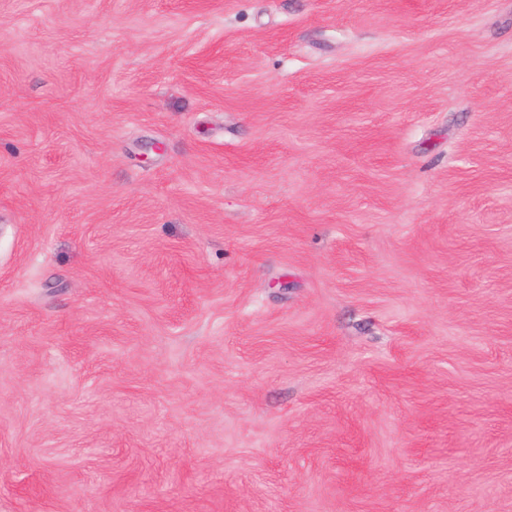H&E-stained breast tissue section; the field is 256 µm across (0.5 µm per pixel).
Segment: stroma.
I'll return each instance as SVG.
<instances>
[{
    "label": "stroma",
    "mask_w": 512,
    "mask_h": 512,
    "mask_svg": "<svg viewBox=\"0 0 512 512\" xmlns=\"http://www.w3.org/2000/svg\"><path fill=\"white\" fill-rule=\"evenodd\" d=\"M0 512H512V0H0Z\"/></svg>",
    "instance_id": "1"
}]
</instances>
